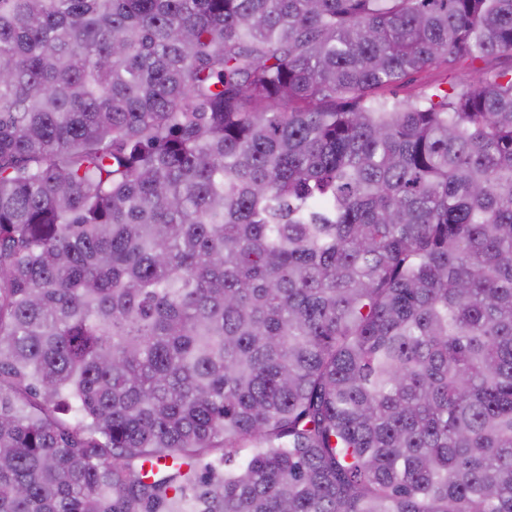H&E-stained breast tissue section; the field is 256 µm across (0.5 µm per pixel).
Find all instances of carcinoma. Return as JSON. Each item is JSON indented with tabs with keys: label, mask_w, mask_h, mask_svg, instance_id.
<instances>
[{
	"label": "carcinoma",
	"mask_w": 512,
	"mask_h": 512,
	"mask_svg": "<svg viewBox=\"0 0 512 512\" xmlns=\"http://www.w3.org/2000/svg\"><path fill=\"white\" fill-rule=\"evenodd\" d=\"M500 57L512 0H0V512H512ZM472 70V67L461 64L452 71L446 66L431 67L409 84L400 87L397 92L399 97H405L417 94L426 86L432 87L441 84L442 87L449 88V84L446 82L453 81L457 84L465 82Z\"/></svg>",
	"instance_id": "obj_1"
}]
</instances>
